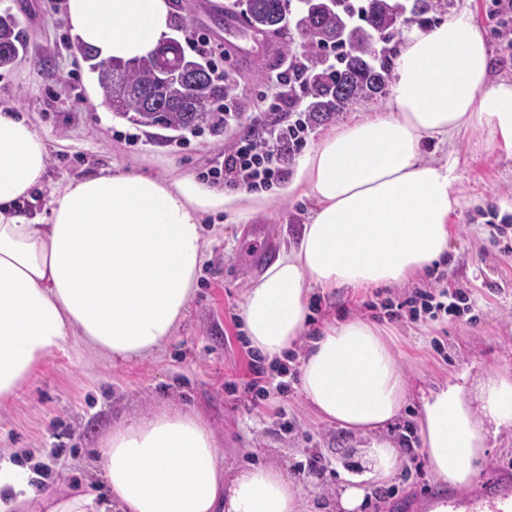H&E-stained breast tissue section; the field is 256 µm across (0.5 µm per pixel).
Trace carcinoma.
I'll list each match as a JSON object with an SVG mask.
<instances>
[{"label":"carcinoma","mask_w":512,"mask_h":512,"mask_svg":"<svg viewBox=\"0 0 512 512\" xmlns=\"http://www.w3.org/2000/svg\"><path fill=\"white\" fill-rule=\"evenodd\" d=\"M333 0L330 7H319V0L297 5L295 19L302 29V42L308 49L306 65L298 77L303 80L304 111L316 125L337 112H344L362 101L384 93L391 68L390 44L398 43L410 25L430 24L435 14L448 10L451 0ZM249 24L263 25L268 31L280 29L284 20V0H247ZM8 47L17 55L26 50L19 22L9 15L0 19V49ZM340 50L338 61L327 63L321 49ZM201 74L193 86L160 83L161 65L150 54L124 64L120 88L114 87L113 73L105 62L93 65L102 94L114 96L112 112L134 125L161 126L173 130H195L212 115L210 104L225 95V88L213 79L209 64L198 63ZM158 90V103L146 106L145 93Z\"/></svg>","instance_id":"obj_1"}]
</instances>
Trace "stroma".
Returning a JSON list of instances; mask_svg holds the SVG:
<instances>
[{
  "label": "stroma",
  "mask_w": 512,
  "mask_h": 512,
  "mask_svg": "<svg viewBox=\"0 0 512 512\" xmlns=\"http://www.w3.org/2000/svg\"><path fill=\"white\" fill-rule=\"evenodd\" d=\"M64 0H0V13L16 15L27 42L18 65L0 68V107L25 112L48 145L46 188L28 215L41 214L50 187L103 169L135 167L156 175L170 169L206 173L220 165L248 129L263 131L272 113L257 70L278 72L287 48H300L295 30L244 36L221 22L242 15L240 0H171L172 36L187 44L209 35L224 52V78L243 116L195 131L140 127L87 102L96 82L73 48ZM470 10L484 32L491 81H512V57L503 51L502 29L489 15L488 0H454L449 15ZM454 192L459 206L450 222L448 251L409 281L368 290L314 289L305 332L313 338L330 323L360 319L381 327L407 386L406 401L383 433L390 443L417 435L423 397L460 373H468L472 402L491 377L512 373V156L495 149L487 130L474 128L452 146ZM269 206L247 223L226 214L203 226L205 261L187 309L170 338L152 356L125 361L94 351L81 340L46 356L17 396L0 402V456L31 461L40 488L101 491L91 472L103 436L112 425L172 405L204 415L224 443V471L249 465L284 469L301 488L305 512H338L339 489L349 461L369 471V439L320 419L306 400L297 362L266 367V397L246 385L253 351L239 312L247 288L267 269L243 256L245 242L265 236L273 251L295 246L309 223L311 200L280 198L268 190ZM457 290L474 302L471 313L389 320L383 302L400 303L431 283ZM490 451L478 483L448 489L428 469L420 445L402 454L399 470L382 483L364 482L361 512H424L438 497L468 512H495L512 503V434L489 438Z\"/></svg>",
  "instance_id": "obj_1"
}]
</instances>
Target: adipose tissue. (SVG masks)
Instances as JSON below:
<instances>
[{
    "mask_svg": "<svg viewBox=\"0 0 512 512\" xmlns=\"http://www.w3.org/2000/svg\"><path fill=\"white\" fill-rule=\"evenodd\" d=\"M75 44L101 61L153 51L172 24L169 0H66ZM490 55L468 12L411 34L396 58L390 94L372 111L328 128L299 160L281 196L312 198L298 244L281 249L248 288L240 318L267 363L299 343L312 287L400 284L448 250L459 205L452 167L424 159L474 126L512 153V83H490ZM45 138L25 114L0 107V400L32 379L71 340L121 360L148 357L172 335L204 260L202 226L229 212L247 218L265 194L190 175L115 169L67 179L42 215L23 202L41 188ZM301 387L317 415L364 435L371 479L401 458L381 432L406 399L385 336L351 319L326 326L301 358ZM512 431V378L486 384L473 409L454 382L423 398L419 423L430 471L448 486L477 483L490 433ZM104 494L36 492L28 468L0 459V512H302L299 487L281 469L224 472V450L199 413L161 407L119 423L95 462Z\"/></svg>",
    "mask_w": 512,
    "mask_h": 512,
    "instance_id": "1",
    "label": "adipose tissue"
}]
</instances>
